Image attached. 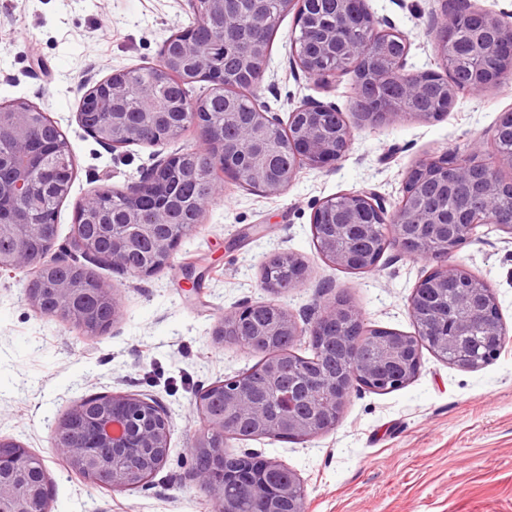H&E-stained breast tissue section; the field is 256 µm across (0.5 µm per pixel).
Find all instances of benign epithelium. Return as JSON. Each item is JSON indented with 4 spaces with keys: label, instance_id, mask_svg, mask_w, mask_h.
Instances as JSON below:
<instances>
[{
    "label": "benign epithelium",
    "instance_id": "benign-epithelium-1",
    "mask_svg": "<svg viewBox=\"0 0 512 512\" xmlns=\"http://www.w3.org/2000/svg\"><path fill=\"white\" fill-rule=\"evenodd\" d=\"M196 18L220 21V32L225 43L246 48L243 61L252 77L260 80L265 72L270 43L262 17V0H185ZM318 0H279L280 11L291 10L312 18ZM336 22L331 28L313 24L306 28L307 41L318 44L327 55L353 69H362L374 84L400 77L403 98L408 101L429 99L442 103L437 111L414 112L412 116L435 120L451 111L458 98V89L448 83L445 96H439L440 83L432 71H410L406 59L410 48L407 39L398 42L378 30L379 21L369 10L366 0H334ZM477 18L478 36L471 43L473 51H481V36H490L502 50L512 51V24L498 15L471 8L468 0H456L453 8L443 7L442 21L436 33L437 50L441 60L463 61L458 32L462 19ZM358 26L371 33L359 49L341 43L340 31ZM174 50H169L170 46ZM293 61L306 75L326 83L329 70L324 68L323 57H314L306 49H291ZM148 70L158 76H178L181 81L192 83L206 80L219 94L232 88L224 71L216 68L194 37L193 31L182 30L168 37L159 53L157 62ZM512 74V57L499 56L491 64L474 71V82L483 88L497 86L503 75ZM142 69L115 70L104 79L92 83L82 96L77 119L84 130L99 143L112 150L133 144L162 146L176 140L183 131L196 126L200 147L175 152L158 160L143 173L140 180L121 192L124 200L121 223L112 221V211L107 206L109 188L103 187L88 195L77 209V222L93 224L101 235L109 238L111 248L104 255L97 249L96 239L76 233L69 245L53 259L57 235L53 225L42 217L41 203L47 190L64 198L70 191L73 172L68 178L58 177L51 166V159H71L66 138L55 122L37 106L20 100L11 105H0V138L8 137L7 148H0V200L13 205L12 227L22 239L44 238L43 248L32 251L20 246L11 255H0L1 272L30 273L26 298L30 305L41 310L46 299L55 304L56 316L65 321L73 320L84 297L92 292L110 310V318L101 328L106 331L121 314L120 301L115 290L100 283L88 281L81 275L70 278H53L52 267L66 263V257L80 253L103 262L127 276L150 277L169 266L183 239L194 232L201 223L204 210L196 212L191 224H179L172 234L161 229L174 224V213L169 206V194L175 181H190L198 177L200 169L195 162L198 154L205 161L226 175H239L232 162L240 157H253L244 174L249 186L268 195L281 193L305 166L315 169H333L347 155L352 141L350 125L333 104L309 100L289 113L288 125L265 106L242 117L237 112L224 113V126L217 128L204 122L200 113L204 102L193 103L183 99L170 108L157 100L150 84L140 80ZM99 102L107 108L96 121L87 122L86 113L92 103ZM404 115L387 100L372 102L360 113L373 124L394 121ZM245 124V133L235 141L224 137V127ZM496 154L492 161L484 158V145H476L468 155L460 157L451 152L439 156H424L406 171L404 183L413 181L434 184L448 192L464 193L462 202L449 212L447 223L452 236L445 241L436 240V231L442 224L441 211L431 197L415 195L410 202L387 211L383 200L371 189L343 193L345 220L330 225V232L321 235L318 249L321 256L334 266L348 271L373 269L376 264L366 263L360 251L343 245L352 227L367 225L366 216L383 224L388 232L383 237V247L398 249L414 257L429 249L436 267L413 288L409 298V314L413 322L431 324L429 341L403 335L393 341V349L403 361L406 379L395 378L394 383H409V375L419 370L421 349L448 354L453 351L457 366L477 369L481 363L469 358L459 341L466 327L465 318L474 317L482 305L499 309L498 301L489 284L462 267L449 262V258L469 242L475 226L492 224L500 231L512 235V209L502 207L477 209L480 203H491L503 194L512 192V180L502 176L505 168L512 170V148L504 149L501 143H512V113L499 117L495 128ZM288 148L290 161L286 166L276 164L277 148ZM151 195L156 199L153 209H142L141 200ZM270 262L284 264L295 270V275L284 288L275 282L264 287L275 295L303 285L307 265L293 252H279ZM457 290L458 317L445 316L430 308V300L448 289ZM270 313L269 319L252 335L264 337L269 354L268 376L261 386L272 393L279 405L275 419H270L268 404L259 400L249 385L238 377L224 380V414L209 413L207 396L203 390L195 409L205 422V428L196 442V448L211 458L207 470L194 466L200 486L221 505L224 512H233L223 499L224 481L230 477L245 479L254 495L263 500L286 499L293 505L291 512H305V494L301 480L291 474V482L273 484L268 473L281 467L272 459L248 456V465L237 472L224 468V439L230 436L228 425L241 422L249 425L253 436H269L276 432L293 440L311 439L334 428L350 397L355 382L378 380L380 375L373 364L361 360L350 352L341 373L323 374L311 366L298 370L301 393L279 390L277 385L282 351L275 347V338L288 336L297 339L309 336L311 341L322 343L330 340L324 335L328 326L343 319L357 317L355 310L343 301H335L307 319L301 328L288 306L277 301L263 303ZM253 305L244 304L224 311L214 327L213 336L218 342L229 341L242 335L243 325ZM486 335L494 342L492 352L500 355L507 336L502 319H492L485 327ZM172 422L167 411L154 399L136 394L112 393L85 398L75 405L57 425L53 447L65 458L70 469L87 478L98 472L107 475L114 491L137 488L144 484L143 475L161 466L167 458ZM43 466L41 458L29 450L0 439V512H49L51 490L49 480L41 485L28 482V473Z\"/></svg>",
    "mask_w": 512,
    "mask_h": 512
}]
</instances>
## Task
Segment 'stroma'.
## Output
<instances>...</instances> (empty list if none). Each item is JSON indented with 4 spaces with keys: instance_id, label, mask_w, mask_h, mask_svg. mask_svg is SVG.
<instances>
[{
    "instance_id": "stroma-1",
    "label": "stroma",
    "mask_w": 512,
    "mask_h": 512,
    "mask_svg": "<svg viewBox=\"0 0 512 512\" xmlns=\"http://www.w3.org/2000/svg\"><path fill=\"white\" fill-rule=\"evenodd\" d=\"M373 15L410 42L407 67L443 73L432 25L441 0H367ZM183 0H0V103L24 99L65 134L74 179L56 215L57 244L68 245L78 205L93 190L126 189L157 154L154 147L104 148L80 126L86 80L157 62L164 41L187 25ZM293 14L283 15L256 89L259 103L287 119L306 99L335 104L350 124L346 158L331 170L302 169L277 195L225 180L201 226L171 264L131 278L95 259L80 263L120 298L121 315L90 337L41 316L24 296V273L0 274V438L43 458L53 484L50 512H214L193 477L191 450L204 424L199 390L235 376L260 356L213 328L225 310L269 300L262 263L278 251L299 254L307 278L286 303L295 314L342 298L368 326L413 333L409 297L428 262L386 250L377 267L352 273L324 261L311 215L322 199L371 188L397 205L407 168L425 155H466L474 141L493 149L501 113L512 111V78L460 94L451 112L422 121L409 115L385 125L359 120L352 72L321 84L290 64ZM453 263L493 289L508 341L499 357L463 369L421 353L405 387L352 392L335 428L313 439H229L226 451L278 460L297 473L306 512H512V235L480 228ZM194 267L195 282L185 279ZM110 393L157 400L172 421L165 463L139 489L112 491L72 472L52 446L59 421L81 399Z\"/></svg>"
}]
</instances>
